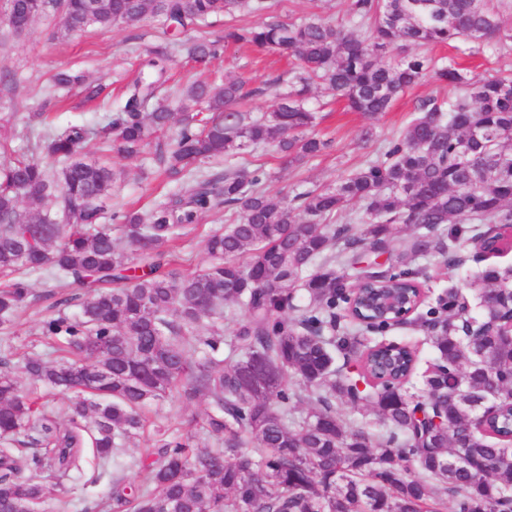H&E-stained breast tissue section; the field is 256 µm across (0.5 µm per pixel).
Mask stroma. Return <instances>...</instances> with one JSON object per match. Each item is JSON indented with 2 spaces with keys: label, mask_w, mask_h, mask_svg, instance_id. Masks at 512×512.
<instances>
[{
  "label": "stroma",
  "mask_w": 512,
  "mask_h": 512,
  "mask_svg": "<svg viewBox=\"0 0 512 512\" xmlns=\"http://www.w3.org/2000/svg\"><path fill=\"white\" fill-rule=\"evenodd\" d=\"M319 14L342 22L346 19V0H277L276 14L289 21L311 14ZM162 30L160 19L147 18L139 26L114 27L111 33L88 31L67 37L57 32L54 21L39 17L29 30L18 38L0 44V73L16 74V83L0 85V139L13 137L24 131L34 112L40 111L42 98L39 91L49 85L54 74L72 71L83 74L88 83L102 86L104 97H115L123 78L131 75L140 56L157 43ZM197 36L196 30L177 33L171 43L172 79H198L213 81L220 76L236 74L247 79L249 86L256 87L275 77L287 76V58L268 55L248 47L232 46L224 54L205 67H190L185 63L186 43ZM431 56L443 62H457L472 76L488 77L499 73H512V40L500 49L491 51L469 42L450 45L407 46L391 48L385 53L386 60L394 61L403 55ZM439 83L427 79L400 94L391 110L376 119L358 112L348 111L344 100L324 96L313 91L310 104L318 108L322 119L317 134L330 140L331 145L323 154L300 166L285 163L274 147L258 149L250 158L252 164L263 166L269 178L264 184L266 192L275 198H292L296 193L313 188L335 186L342 177L358 169L370 156L385 151L396 139L413 116L418 100L443 95ZM66 108L58 110V125L70 124L96 127L104 124L111 111L106 106L87 105L83 102L81 88H73ZM87 158L98 159L103 154L101 143L89 137L83 145ZM118 172L112 185L113 202L126 204L130 209H147L164 202L172 194H189L196 186L193 179L171 182L153 171L149 154L135 158L121 157L117 152L107 154ZM223 210L203 213L197 220L196 230L184 238L173 250V266L188 273L206 267L210 258L204 237L225 224ZM473 247L463 251L464 262L448 267L440 260L426 258L416 262L418 280L426 295H434L448 282H462L472 278L481 264L473 258ZM32 302L18 316L10 333L0 332V360L11 367L21 365L24 353L34 352L49 361L57 355L46 343L40 332L44 318L52 315L53 303L61 296L73 297L69 313H77L78 298L85 292L79 287H52L45 277L30 278ZM205 401L183 405L177 398H169L145 412L147 424L143 433L128 441L122 457L126 462V483L137 487L139 474L134 461L145 458L146 451L155 447L156 427L160 424H176L180 417L203 413ZM115 468L112 462H102L86 456L82 474L74 475L70 482L58 487L48 485L45 512H111L112 480Z\"/></svg>",
  "instance_id": "obj_1"
}]
</instances>
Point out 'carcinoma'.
Instances as JSON below:
<instances>
[{
  "instance_id": "1",
  "label": "carcinoma",
  "mask_w": 512,
  "mask_h": 512,
  "mask_svg": "<svg viewBox=\"0 0 512 512\" xmlns=\"http://www.w3.org/2000/svg\"><path fill=\"white\" fill-rule=\"evenodd\" d=\"M433 2L347 0L349 20L368 25L363 38L312 15L227 24L221 40H194L187 55L200 65L229 44L296 58L298 87L261 118L239 103L277 91L281 79L173 87L159 44L146 49L104 125L37 136L26 129L22 139L34 142L39 161L0 141V326L27 307L33 273L86 289L77 315L60 311L42 322V334L71 358L31 355L23 366L34 384L77 395L67 422L0 370V512H40L46 487L30 473L61 486L82 470L87 448L117 461L144 429L142 409L173 395L185 405L207 401L202 428L217 447L196 445L195 416L159 427L160 462L140 464L141 485L130 493L124 476L113 478L114 512H512V336L460 331L464 321L491 326L512 308V265L491 262L465 284L449 282L407 322L428 331L433 357L420 373L411 347L370 337L394 326L390 318L365 309L368 322H336V309L358 304L350 285L418 288L417 259L456 264L461 238L481 242L489 225L512 226V77L469 78L419 55L383 60L398 42L512 40L491 0ZM272 9L270 0L5 3L12 18L54 17L64 36L149 16L172 30L201 29L213 17ZM427 77L454 94L419 100L399 138L337 185L276 201L263 189L268 173L248 167L261 146L291 163L329 146L311 133L319 120L306 106L312 86L375 118ZM81 81L55 74L49 99ZM173 97L183 118L167 140L158 134L174 123ZM90 135L127 158L151 145L168 178L195 177L198 188L145 211L114 207V167L82 155ZM219 158L224 171L201 174ZM26 198L39 208L24 207ZM355 202L363 207L358 227L336 223ZM221 205L228 224L205 239L211 263L187 274L171 269L162 247ZM398 224L413 234L399 237ZM384 254L391 264L378 269ZM236 306L245 314L226 337ZM417 383L418 398L408 391ZM338 402L361 420L343 422ZM372 414L377 438L367 429Z\"/></svg>"
}]
</instances>
